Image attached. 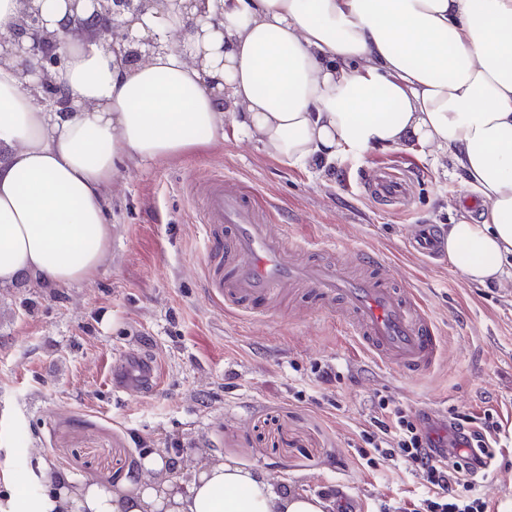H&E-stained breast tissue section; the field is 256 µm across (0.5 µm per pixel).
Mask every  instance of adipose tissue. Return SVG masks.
<instances>
[{
    "label": "adipose tissue",
    "mask_w": 512,
    "mask_h": 512,
    "mask_svg": "<svg viewBox=\"0 0 512 512\" xmlns=\"http://www.w3.org/2000/svg\"><path fill=\"white\" fill-rule=\"evenodd\" d=\"M154 0L138 35L168 47L134 66L69 38L51 72L67 115L35 106L21 60L0 61V288L89 281L112 243L104 192L128 160L205 153L229 130L306 167L419 146L482 201L449 225L448 262L478 284L512 276V0ZM165 449L112 485L63 476L12 512H327L315 495L197 450Z\"/></svg>",
    "instance_id": "ef3b65f1"
}]
</instances>
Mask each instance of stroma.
<instances>
[{
  "mask_svg": "<svg viewBox=\"0 0 512 512\" xmlns=\"http://www.w3.org/2000/svg\"><path fill=\"white\" fill-rule=\"evenodd\" d=\"M408 171L409 204L372 203L374 166ZM237 178L282 209L293 242L377 250L414 288L444 339L445 357L417 378L385 369L304 293L260 320L225 311L207 282L201 202L205 173ZM471 195L447 161L419 150H370L328 164L289 167L260 145L227 139L204 154L120 165L106 218L112 245L97 274L71 288L22 277L0 292V503L11 489L39 491L59 474L116 483L146 450L206 449L301 494L356 512H392L423 498L420 477L396 458L359 456L375 405L426 403L433 432L447 417L492 410L510 435L478 488L512 512V280L470 282L447 256L408 252L412 225L445 229ZM146 355L163 369L159 390H112L111 363Z\"/></svg>",
  "mask_w": 512,
  "mask_h": 512,
  "instance_id": "obj_1",
  "label": "stroma"
}]
</instances>
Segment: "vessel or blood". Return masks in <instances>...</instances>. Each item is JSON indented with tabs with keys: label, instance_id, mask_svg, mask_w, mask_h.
<instances>
[{
	"label": "vessel or blood",
	"instance_id": "vessel-or-blood-1",
	"mask_svg": "<svg viewBox=\"0 0 512 512\" xmlns=\"http://www.w3.org/2000/svg\"><path fill=\"white\" fill-rule=\"evenodd\" d=\"M368 195L383 205L408 202L413 180L395 167L370 171ZM201 200L200 222L210 245L208 284L225 310L264 318L281 297L303 289L319 306L336 309V322L381 367L422 375L439 363L442 338L414 290L397 284L391 265L378 253L357 250L318 258V245L292 244L280 210L237 179L210 176L195 187ZM408 246L435 256L439 239L431 226L413 230ZM115 369L120 389L153 390L162 369L142 362L138 379L127 380Z\"/></svg>",
	"mask_w": 512,
	"mask_h": 512
}]
</instances>
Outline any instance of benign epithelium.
<instances>
[{"mask_svg":"<svg viewBox=\"0 0 512 512\" xmlns=\"http://www.w3.org/2000/svg\"><path fill=\"white\" fill-rule=\"evenodd\" d=\"M22 2L21 20L9 35H0V47L22 58L23 76L32 77L61 114L72 111L70 99L58 94L50 69L60 61L58 49L73 31L92 30L112 44H127L124 58L129 64L145 60L161 47L158 37L144 38L133 32V24L147 12L152 0H65L67 23L54 32L47 31L41 11L32 0Z\"/></svg>","mask_w":512,"mask_h":512,"instance_id":"benign-epithelium-1","label":"benign epithelium"}]
</instances>
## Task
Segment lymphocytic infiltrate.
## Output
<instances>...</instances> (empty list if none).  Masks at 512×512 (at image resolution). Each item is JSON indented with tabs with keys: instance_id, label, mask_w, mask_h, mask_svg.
Returning <instances> with one entry per match:
<instances>
[{
	"instance_id": "f902f5d3",
	"label": "lymphocytic infiltrate",
	"mask_w": 512,
	"mask_h": 512,
	"mask_svg": "<svg viewBox=\"0 0 512 512\" xmlns=\"http://www.w3.org/2000/svg\"><path fill=\"white\" fill-rule=\"evenodd\" d=\"M377 434L367 435L362 459L370 455L396 456L424 481L427 494L409 512H492L478 492L475 477L495 457L494 444L501 431L492 414L478 419L460 413L448 424L447 437L432 435L423 416L388 399L377 402Z\"/></svg>"
}]
</instances>
